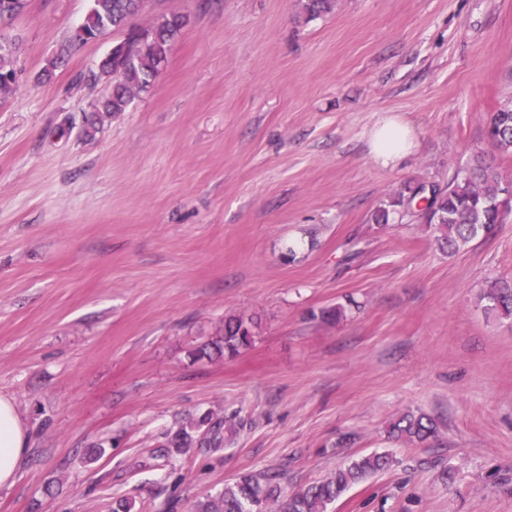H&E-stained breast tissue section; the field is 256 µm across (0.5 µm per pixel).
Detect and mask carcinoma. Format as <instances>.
I'll use <instances>...</instances> for the list:
<instances>
[{
    "label": "carcinoma",
    "instance_id": "carcinoma-1",
    "mask_svg": "<svg viewBox=\"0 0 512 512\" xmlns=\"http://www.w3.org/2000/svg\"><path fill=\"white\" fill-rule=\"evenodd\" d=\"M335 0H302L309 16H321L334 9ZM141 6L140 0H91L84 22L75 34V41L87 43L98 39L108 29L125 30L135 41L134 48L116 44L101 60L100 72L112 77V87L102 99L98 111L108 115L126 110L131 100L147 91L167 61L174 40L187 24L183 15H163L142 36L129 26ZM18 86L13 48L0 43V96L14 93ZM487 139L502 154L512 155V100L500 106L485 129ZM425 184L406 185L395 196L379 205L372 214L376 224H387L394 215L405 216L406 209ZM512 178L498 167L481 158L468 168L457 171L443 189H437L429 203L431 216L423 217L426 224L435 223L439 246L453 253L474 238L491 234L497 224L505 223L492 209L501 201ZM481 300L484 310L498 319L512 320V283L493 280L484 289ZM254 323L250 318L234 315L224 319V336L202 347L198 354L206 355L211 348L218 354L234 357L248 348L254 338ZM236 417L212 420L208 413L181 428L171 440L172 451L179 453L189 447L193 433L204 430L203 444L219 448L236 432ZM391 436L403 442L426 443L438 436L436 422L427 414L408 413L390 426ZM393 458L388 453H373L352 460L320 483L301 488L283 497L275 479L269 476L242 475L224 484L214 497L199 501L194 512H328V505L351 486L369 476L388 469Z\"/></svg>",
    "mask_w": 512,
    "mask_h": 512
}]
</instances>
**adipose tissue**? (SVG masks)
Returning <instances> with one entry per match:
<instances>
[{"label":"adipose tissue","instance_id":"adipose-tissue-1","mask_svg":"<svg viewBox=\"0 0 512 512\" xmlns=\"http://www.w3.org/2000/svg\"><path fill=\"white\" fill-rule=\"evenodd\" d=\"M416 146L413 127L389 116L371 132L370 150L382 164L395 163ZM29 448V429L15 402L0 395V488L13 486Z\"/></svg>","mask_w":512,"mask_h":512}]
</instances>
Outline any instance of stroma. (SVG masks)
<instances>
[{
  "label": "stroma",
  "mask_w": 512,
  "mask_h": 512,
  "mask_svg": "<svg viewBox=\"0 0 512 512\" xmlns=\"http://www.w3.org/2000/svg\"><path fill=\"white\" fill-rule=\"evenodd\" d=\"M88 8L0 21L21 73L0 99V394L31 434L0 512H190L245 474L288 495L384 451L330 512H512V323L481 302L512 280V219L452 255L416 219L371 221L479 154L512 177L484 137L512 99V0H145L137 27L187 24L115 115L98 64L123 35L74 43ZM391 115L417 146L384 167ZM229 315L253 345L196 358ZM417 409L438 441L388 440ZM207 412L238 416L235 442L166 455ZM371 154L382 164H394L416 147L413 127L399 116H388L371 132ZM426 186L427 185L423 183L415 186L405 185L395 196L376 208L371 217L372 221L375 224H389L391 216L397 214L402 220L405 216L406 209L415 200L413 198L417 196L419 190Z\"/></svg>",
  "instance_id": "35a3bbf8"
}]
</instances>
